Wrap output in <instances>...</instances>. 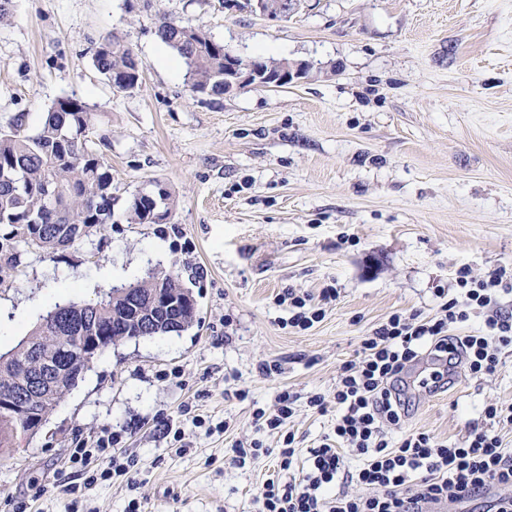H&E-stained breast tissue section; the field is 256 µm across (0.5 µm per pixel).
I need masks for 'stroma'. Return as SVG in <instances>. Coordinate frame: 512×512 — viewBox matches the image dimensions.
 Returning a JSON list of instances; mask_svg holds the SVG:
<instances>
[{"instance_id":"35a3bbf8","label":"stroma","mask_w":512,"mask_h":512,"mask_svg":"<svg viewBox=\"0 0 512 512\" xmlns=\"http://www.w3.org/2000/svg\"><path fill=\"white\" fill-rule=\"evenodd\" d=\"M163 16L242 58L318 71L284 88L192 95L156 34ZM108 35L142 63L133 91L93 64ZM72 95L95 114L87 140L111 168L112 222L67 249L22 244L18 266L0 261V349L38 324L54 289L93 302L155 273L192 292L196 320L94 358L39 433L0 452V512H125L133 499L142 512H258L251 490L278 474L275 459L228 460L236 441L278 445L255 430L254 404L282 388L332 397L363 336L396 311L434 316L436 286L460 266L512 273V0H301L279 21L222 0H12L0 126L19 118L35 131ZM153 180L176 197L168 222L131 223L133 195ZM327 287L339 297L321 322L283 327L279 293ZM263 362L280 374L262 375ZM488 403L512 404V352L494 375L413 391L405 427L455 441ZM335 417L301 404L286 427L307 449ZM106 430L139 470L84 488L70 450Z\"/></svg>"}]
</instances>
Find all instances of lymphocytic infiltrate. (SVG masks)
Returning a JSON list of instances; mask_svg holds the SVG:
<instances>
[{
  "label": "lymphocytic infiltrate",
  "instance_id": "1",
  "mask_svg": "<svg viewBox=\"0 0 512 512\" xmlns=\"http://www.w3.org/2000/svg\"><path fill=\"white\" fill-rule=\"evenodd\" d=\"M503 276L497 270L479 277L461 267L453 288H436L435 317L396 311L364 336L355 357L341 364L332 398L319 393L307 398L308 407L321 414L328 404L336 406L332 432L307 452H300L295 433L284 428L297 393L284 389L272 404L254 407L256 430L279 434L280 444L269 449L258 440L236 443L232 464L242 467L272 454L280 470L299 471L298 477L269 478L255 488L261 512H429L447 504L468 506L470 512H512V450L493 430L512 424V405L487 404L484 426H471L461 440L440 441L426 432L403 431L408 402L395 387L404 367L426 354L458 353L473 378L497 372L503 352L512 350V310L502 303ZM338 297L335 288L316 297L289 288L278 302L288 308V327L305 331ZM473 320L481 322L480 333L455 335V328ZM120 439L111 433L90 447L72 449L69 460L87 471L86 486L133 472V459L111 470L103 466ZM352 482L364 486L365 494L350 493Z\"/></svg>",
  "mask_w": 512,
  "mask_h": 512
}]
</instances>
